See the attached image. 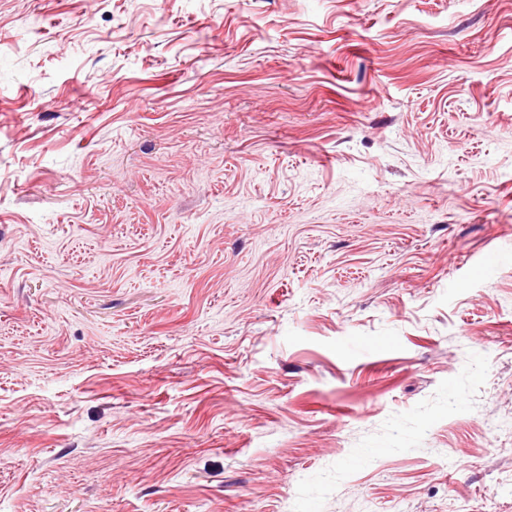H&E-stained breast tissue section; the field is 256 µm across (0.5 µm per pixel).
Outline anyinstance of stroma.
<instances>
[{"label":"stroma","instance_id":"obj_1","mask_svg":"<svg viewBox=\"0 0 512 512\" xmlns=\"http://www.w3.org/2000/svg\"><path fill=\"white\" fill-rule=\"evenodd\" d=\"M0 512H512V0H0Z\"/></svg>","mask_w":512,"mask_h":512}]
</instances>
